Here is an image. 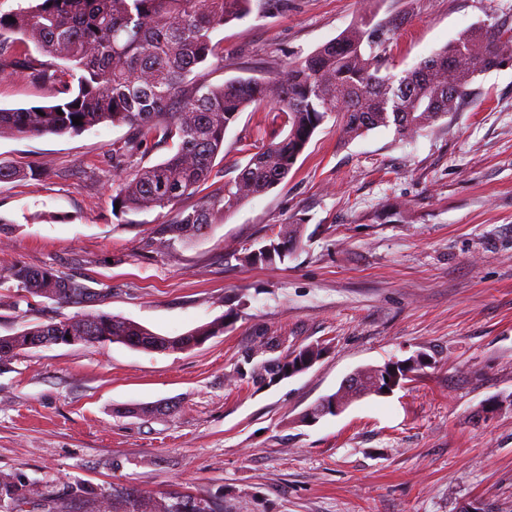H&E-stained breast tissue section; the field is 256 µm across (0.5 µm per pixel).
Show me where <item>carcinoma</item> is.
<instances>
[{
    "instance_id": "obj_1",
    "label": "carcinoma",
    "mask_w": 512,
    "mask_h": 512,
    "mask_svg": "<svg viewBox=\"0 0 512 512\" xmlns=\"http://www.w3.org/2000/svg\"><path fill=\"white\" fill-rule=\"evenodd\" d=\"M251 12L252 0H40L0 13V77H32L60 95L50 105L0 107V135L79 133L110 122L131 129L125 145L130 156L149 143L172 148L161 162L138 166L118 181L119 207L143 212L200 192L224 151L228 127L252 105L275 109L286 134L250 153L234 179L163 225V235L190 242L284 180L326 120L339 121L347 140L390 126L406 137L473 100L475 73L512 57V27L474 29L401 76L384 75L390 37L362 18L336 39L289 60L280 76L207 82L202 68L224 57L216 31ZM31 44L39 56L30 53ZM76 117L81 124L73 123ZM300 243L299 225H282L263 242L273 247L267 263L284 262ZM9 279L31 296L75 303L90 298L83 283L47 269L15 266ZM94 318L87 328L81 316L25 329L10 337L9 350L0 349V362L28 349L32 336H104L137 349H151L158 339L123 318ZM276 349L266 343L244 356L253 384L268 385L288 371L289 354ZM21 491V482L0 475V507ZM122 502L112 503V512H224L220 503L181 494L155 498L132 491Z\"/></svg>"
}]
</instances>
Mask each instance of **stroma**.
<instances>
[{
  "label": "stroma",
  "instance_id": "1",
  "mask_svg": "<svg viewBox=\"0 0 512 512\" xmlns=\"http://www.w3.org/2000/svg\"><path fill=\"white\" fill-rule=\"evenodd\" d=\"M363 16L387 26L397 75L468 29L512 25V0H283L217 31L224 59L205 78L276 77ZM472 86L478 99L409 138L344 142L327 120L281 183L187 244L156 230L196 197L115 209L128 127L0 136V163L23 173L0 182V336L95 312L169 337L224 324L185 350L46 345L0 368V474L31 490L10 512H100L132 489L227 512H512V63ZM56 99L0 78L1 107ZM284 133L276 112L246 109L207 190ZM283 224L303 231L285 262L231 259ZM17 265L96 299L20 296ZM263 340L322 356L260 388L238 367ZM418 354L404 387L304 422L355 370Z\"/></svg>",
  "mask_w": 512,
  "mask_h": 512
}]
</instances>
